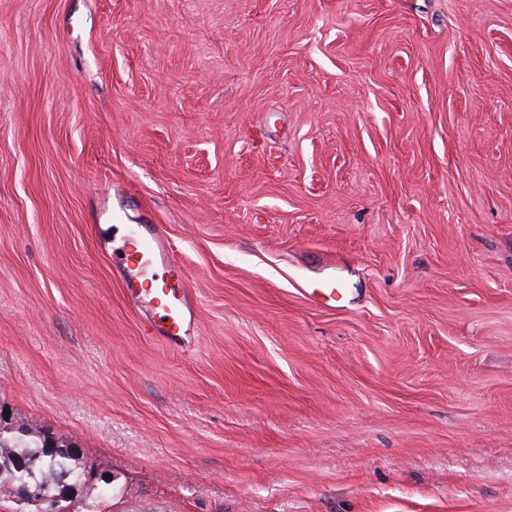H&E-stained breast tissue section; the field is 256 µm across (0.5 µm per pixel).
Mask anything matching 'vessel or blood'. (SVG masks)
<instances>
[{
	"mask_svg": "<svg viewBox=\"0 0 512 512\" xmlns=\"http://www.w3.org/2000/svg\"><path fill=\"white\" fill-rule=\"evenodd\" d=\"M113 264L124 272V296L153 314L155 329L173 344L188 342L195 317L181 275L171 273L174 264L167 243L158 232L132 236L111 253ZM163 274H156V267Z\"/></svg>",
	"mask_w": 512,
	"mask_h": 512,
	"instance_id": "1",
	"label": "vessel or blood"
}]
</instances>
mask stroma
Returning a JSON list of instances; mask_svg holds the SVG:
<instances>
[{
    "instance_id": "obj_1",
    "label": "stroma",
    "mask_w": 512,
    "mask_h": 512,
    "mask_svg": "<svg viewBox=\"0 0 512 512\" xmlns=\"http://www.w3.org/2000/svg\"><path fill=\"white\" fill-rule=\"evenodd\" d=\"M0 409L70 512H512V0H0ZM123 247L113 249L101 241L99 249L110 254L112 264L124 272V296L137 307L153 313L154 328L173 344L185 343L194 332L195 317L190 296L181 275L164 271L149 275V268L174 266V260L163 235L151 231L146 235H130Z\"/></svg>"
}]
</instances>
